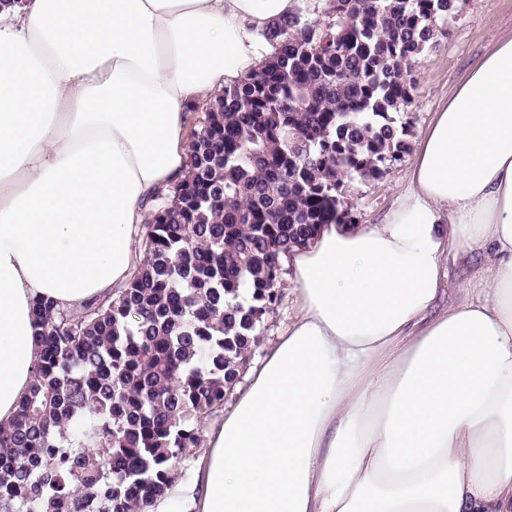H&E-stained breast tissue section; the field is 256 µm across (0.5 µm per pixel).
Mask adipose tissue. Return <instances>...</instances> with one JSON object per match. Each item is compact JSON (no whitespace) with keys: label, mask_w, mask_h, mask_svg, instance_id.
Here are the masks:
<instances>
[{"label":"adipose tissue","mask_w":512,"mask_h":512,"mask_svg":"<svg viewBox=\"0 0 512 512\" xmlns=\"http://www.w3.org/2000/svg\"><path fill=\"white\" fill-rule=\"evenodd\" d=\"M295 0L0 8V425L39 359L33 309L124 287L187 113L246 76ZM486 260L439 308L448 252ZM301 310L207 439L184 512H512V31L451 90L377 224L292 251Z\"/></svg>","instance_id":"adipose-tissue-1"}]
</instances>
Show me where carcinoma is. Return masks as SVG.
Segmentation results:
<instances>
[{
	"instance_id": "1",
	"label": "carcinoma",
	"mask_w": 512,
	"mask_h": 512,
	"mask_svg": "<svg viewBox=\"0 0 512 512\" xmlns=\"http://www.w3.org/2000/svg\"><path fill=\"white\" fill-rule=\"evenodd\" d=\"M466 0H325L202 105L126 287L36 305L39 360L0 426V512H152L203 447L279 299L280 256L349 224L346 182L404 160L414 65Z\"/></svg>"
}]
</instances>
